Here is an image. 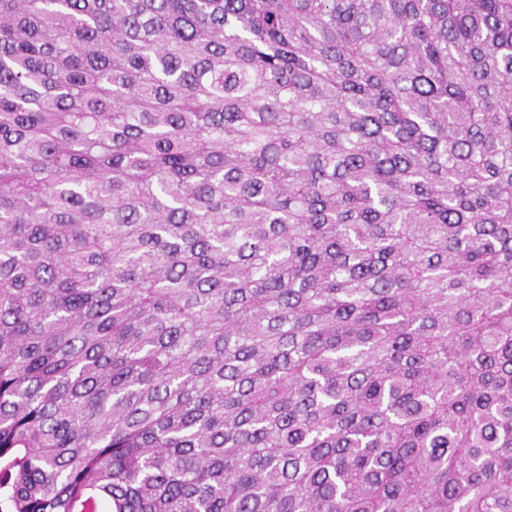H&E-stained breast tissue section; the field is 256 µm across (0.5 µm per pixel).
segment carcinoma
<instances>
[{
    "label": "carcinoma",
    "instance_id": "carcinoma-1",
    "mask_svg": "<svg viewBox=\"0 0 512 512\" xmlns=\"http://www.w3.org/2000/svg\"><path fill=\"white\" fill-rule=\"evenodd\" d=\"M512 512V0H0L9 512Z\"/></svg>",
    "mask_w": 512,
    "mask_h": 512
}]
</instances>
